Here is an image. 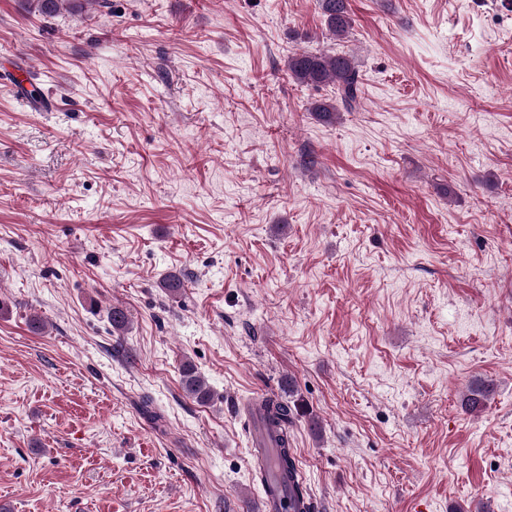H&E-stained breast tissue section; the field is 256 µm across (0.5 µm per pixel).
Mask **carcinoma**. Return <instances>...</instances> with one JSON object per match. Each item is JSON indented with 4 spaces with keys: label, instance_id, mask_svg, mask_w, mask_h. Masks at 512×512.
I'll list each match as a JSON object with an SVG mask.
<instances>
[{
    "label": "carcinoma",
    "instance_id": "carcinoma-1",
    "mask_svg": "<svg viewBox=\"0 0 512 512\" xmlns=\"http://www.w3.org/2000/svg\"><path fill=\"white\" fill-rule=\"evenodd\" d=\"M89 1L99 7H108L107 0H33L30 7L40 13L51 14L63 6L72 10L81 9ZM318 6L332 35L338 39L345 38L353 23L349 0H318ZM287 71L293 80L301 84L336 86V98L348 111L354 110L359 103L361 77L347 54L295 52L288 56ZM310 111L322 121L333 122L339 109L334 102L319 100L312 103ZM181 384L184 392L199 402H208L212 398L204 379L188 362L182 365ZM281 390L288 398L264 396L253 403V412L257 415L259 427L266 429L275 443L274 464L286 478L288 492L301 502L309 497V493L304 482L296 479L297 463L290 427L299 414L308 417L313 430L317 429V421L312 412L296 399L298 389L294 377L283 379ZM493 394L492 380L476 379L460 395L459 406L467 414L478 415L486 409Z\"/></svg>",
    "mask_w": 512,
    "mask_h": 512
}]
</instances>
